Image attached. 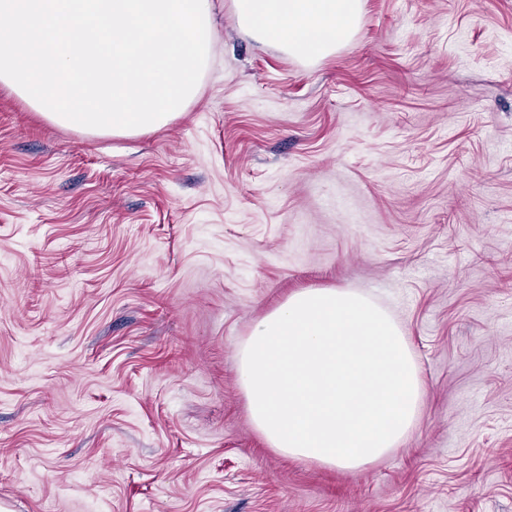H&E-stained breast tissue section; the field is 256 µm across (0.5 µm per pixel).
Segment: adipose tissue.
<instances>
[{
    "mask_svg": "<svg viewBox=\"0 0 512 512\" xmlns=\"http://www.w3.org/2000/svg\"><path fill=\"white\" fill-rule=\"evenodd\" d=\"M361 0H232L239 28L303 61L333 54ZM251 420L270 448L354 471L397 450L417 426L424 383L400 326L349 288H304L237 350Z\"/></svg>",
    "mask_w": 512,
    "mask_h": 512,
    "instance_id": "1",
    "label": "adipose tissue"
}]
</instances>
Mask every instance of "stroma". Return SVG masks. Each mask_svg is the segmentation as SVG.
<instances>
[{"mask_svg":"<svg viewBox=\"0 0 512 512\" xmlns=\"http://www.w3.org/2000/svg\"><path fill=\"white\" fill-rule=\"evenodd\" d=\"M215 11L164 129L0 87V512H512V0H363L313 63ZM327 287L424 380L355 471L269 448L237 375L255 322Z\"/></svg>","mask_w":512,"mask_h":512,"instance_id":"35a3bbf8","label":"stroma"}]
</instances>
